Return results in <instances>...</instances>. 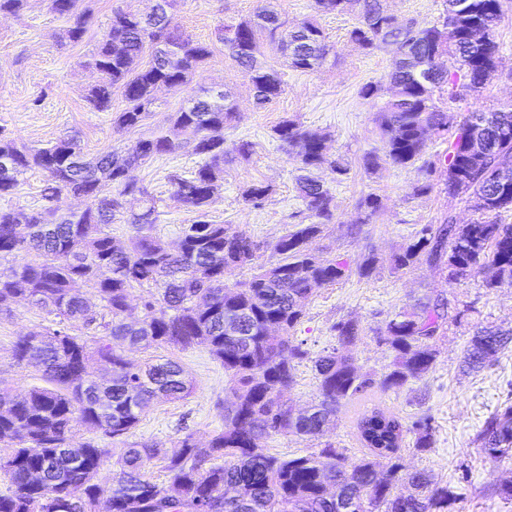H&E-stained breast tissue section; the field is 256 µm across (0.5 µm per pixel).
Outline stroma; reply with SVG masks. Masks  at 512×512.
I'll return each instance as SVG.
<instances>
[{"instance_id":"obj_1","label":"stroma","mask_w":512,"mask_h":512,"mask_svg":"<svg viewBox=\"0 0 512 512\" xmlns=\"http://www.w3.org/2000/svg\"><path fill=\"white\" fill-rule=\"evenodd\" d=\"M153 4L154 0H90L92 17L78 43L67 40L65 19L49 13L42 0H29L22 16H0V130L18 144L33 148L72 137L85 158L92 160L113 150L132 149L140 138L167 127L169 115L193 92L212 87L230 92L238 116L224 131V147L233 150L244 139L253 142L254 151L249 160L225 166L224 184L208 207L209 219L259 241V261L263 264L277 260L276 242L301 222L303 209L296 189V155L281 146L273 129L291 118L304 128L326 133L328 153L341 160L349 172L338 176L327 169L322 171L335 209L331 223L312 246L328 259L342 257L357 262L371 255L377 265L371 278L354 277L316 291L294 332L310 357L297 365L296 382L284 399L297 409L316 401L311 358L336 347L337 338L331 330L335 322H358L360 338L346 352L359 374L377 379L389 371L392 362L391 353L379 341L387 322L420 299L443 297L452 319L435 340L433 369L397 391L371 389L365 399L367 406H378L408 421L428 418L432 445L416 449L413 435H406L396 458H378L377 469L387 473L397 462L403 471L433 474L455 495L448 512H512V500L499 493L501 483L512 481V455L488 458L478 439L485 420L500 407L512 405V343L482 369L471 370L464 364L465 352L478 330H512V286L487 287V274L482 270L456 282L442 268L426 264L393 269L394 255L412 243L425 225L441 223L448 214L464 224L474 212L464 196L449 193L442 184L428 193L413 194L420 178L417 168L385 163L376 173L364 170V156L381 153L382 142L375 110L360 97L359 90L365 84L386 80L393 63L390 48L367 51L351 41L350 32L360 20L358 10L318 13L312 0H276L278 10L289 21L316 18L334 44L335 53L319 70H286L283 94L268 107L258 109L253 105L248 80L225 55L216 32L225 22L252 15L265 0H177L173 14L182 32L190 40L211 45L213 56L186 87L158 90V108L139 128L128 130L114 121L115 111L123 106L121 94H114L108 112L95 111L88 104L86 96L98 76L84 63L107 30L115 9L146 13ZM503 10L498 27L503 45L502 75L491 80L472 101L484 111L512 102V0H503ZM199 163V156L185 146L133 172L157 201L153 232L169 245H177L182 228L193 220L192 213L173 199L169 178L174 174L190 176ZM254 182L272 187L258 208L245 206L241 199L243 188ZM45 185L42 173L25 175L13 194L0 198V208L29 212L45 207ZM370 193L378 196L380 208L369 223H358L357 202ZM49 324L43 310L25 301L0 313L1 389L21 396L40 384V373L32 367L14 365L11 352L20 337ZM125 356L135 363L156 358L176 360L192 381L193 391L180 400H154L128 439L78 429L74 444L90 440L109 451L99 474L103 481L111 479L115 461L128 440L155 444L171 455L178 452L184 434H192L204 445L223 426L224 367L205 347L129 350ZM323 438L343 448L350 458L368 453L359 440L353 404H341Z\"/></svg>"}]
</instances>
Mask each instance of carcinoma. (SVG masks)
<instances>
[{
    "label": "carcinoma",
    "instance_id": "1",
    "mask_svg": "<svg viewBox=\"0 0 512 512\" xmlns=\"http://www.w3.org/2000/svg\"><path fill=\"white\" fill-rule=\"evenodd\" d=\"M27 2L0 0V15L20 17ZM356 2L360 25L351 31V40L367 50L387 45L394 54L388 84L369 83L359 91L377 109L383 143V155L368 154L364 169L376 171L382 159L396 167L413 166L435 136L447 144L442 167L448 190L468 195L476 214L466 224L449 216L435 228L423 227L418 239L394 256V269L426 263L443 267L456 280L487 267L492 272L488 287H511L512 224L503 223L502 216L512 213V176L499 183L487 173L512 167V104L490 112L460 107L497 75L502 0H466L461 10L448 0L443 19L434 24L414 18L399 22L381 0ZM78 4L47 0L48 9L69 22L66 37L73 43L86 33L88 11ZM174 5L168 0L167 9L155 15L128 9L112 13L109 31L86 62L99 75L88 94L92 109L111 111L112 95L119 91L125 107L115 121L137 128L156 108L159 86L187 85L212 58L210 45L184 37L173 22ZM217 38L248 79L258 109L283 92L281 73L257 61L260 39L280 52L286 66L302 72L321 68L334 52L315 19L290 24L270 6L224 24ZM147 51L150 60L141 66ZM236 112L226 92L205 100L194 94L171 115L168 127L139 140L133 150L107 154L94 164L84 160L72 139L32 149L0 136V159L12 162L10 174L0 170V197L12 194L27 172L41 170L51 202L23 216L0 208V308L23 298L55 316L58 325L23 336L12 348L13 362L39 368L44 385L21 398L0 392V443L10 448L0 456V473L9 481V490L0 493V512H95L102 499L110 504L109 512H448V486L425 472L401 476L395 463L382 480L372 459L350 462L331 443L288 459L263 447L262 440L272 435L316 438L342 400L375 384L400 389L426 374L449 311L447 301L437 297L396 313L380 337L393 355L391 370L378 380L358 374L341 351L356 341L359 325L353 320L333 324L339 347L313 359L318 401L298 411L286 405L282 394L295 383L297 363L308 356L293 331L311 297L353 275H369L372 262L353 265L313 250V240L333 218V195L316 173L328 168L343 176L348 169L328 157L327 135L293 119L282 120L273 133L298 149L296 183L309 223L278 240L279 260L257 264L259 245L253 239L230 237L224 225L208 220L207 206L221 187L224 165L253 154L247 140L234 156L224 151V128ZM186 144L202 162L191 176L170 178L174 199L194 213L179 248L153 235L152 198L126 218L135 232L130 244L115 246L108 227L123 209V198L148 195L133 171ZM80 191L87 199L82 209L52 204ZM270 192V185L252 183L242 191V202L258 208ZM379 207L377 195L362 197L358 223H367ZM32 252L40 260H25ZM245 268L252 270L249 279L226 282L227 275ZM78 283L94 291L104 314L87 305L75 289ZM145 285H159L161 291L149 295L142 315L131 319L130 291ZM230 314L239 321L234 335L224 329ZM72 323L90 334H70ZM511 339L492 331L475 335L469 367L480 368ZM120 346H203L224 366V425L204 446L190 435L179 441L180 451L166 461V486L147 474L162 449L146 442L128 444L109 485L99 480L107 449L91 441L70 449L77 424L111 438L129 436L152 400H177L192 390L178 362L159 359L137 367L118 351ZM358 430L365 447L382 457L397 454L410 433L417 448L430 447L432 440L429 419L409 425L381 409L363 413ZM480 440L490 458L512 452V405L484 422Z\"/></svg>",
    "mask_w": 512,
    "mask_h": 512
}]
</instances>
